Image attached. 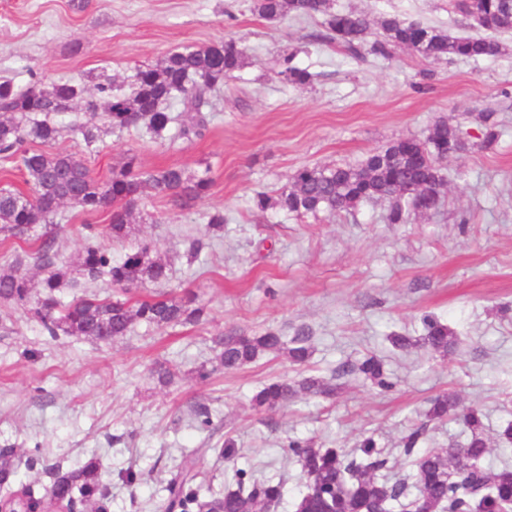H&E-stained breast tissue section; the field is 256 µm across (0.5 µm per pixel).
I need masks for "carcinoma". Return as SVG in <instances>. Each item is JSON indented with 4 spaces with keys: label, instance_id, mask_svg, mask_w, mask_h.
<instances>
[{
    "label": "carcinoma",
    "instance_id": "carcinoma-1",
    "mask_svg": "<svg viewBox=\"0 0 512 512\" xmlns=\"http://www.w3.org/2000/svg\"><path fill=\"white\" fill-rule=\"evenodd\" d=\"M453 6L474 22L479 34L452 36L420 21L391 16L380 22L381 34L371 41L370 20L362 13L335 10L332 0H252L251 10L266 20L322 15L329 38L356 55L366 44L374 55L388 57L394 49L406 48L430 61L477 60L503 52L498 36L512 33V0H453ZM244 54V48L233 39L170 51L156 65L136 68L130 76V91L106 80L93 86L90 97L84 86L67 81L46 86L35 79L25 90L15 89L9 81L0 82V155L25 174L28 185L26 192L0 189V234L36 245L31 252H15L10 271L0 273L1 300L23 307L51 336H84L104 343L125 335L136 319L156 328L202 321L205 309L193 306L196 298L191 293L184 298L143 300L133 307L121 299L80 297L63 303L56 297L60 289L75 283L57 267L54 251L55 218L62 205L72 203L89 213L112 208L110 223L85 225L86 245L78 258L77 272L87 280L103 279L128 293L148 282L167 280V264L152 256L146 243L115 258L99 239H125L130 232L127 217L145 199L165 197L185 205L206 195L212 179L208 168L193 174L177 166L149 170L130 156L109 180L101 182L77 156L51 151L62 131L55 116L85 103L89 120L74 122L72 130L88 147L98 142L101 126L95 122L97 118L113 132L143 123L153 140L164 141L176 122L170 106L177 103L185 116L175 138L191 143L207 131L205 108L210 94L218 84L234 78ZM295 57L294 51L283 56L277 75L301 88L311 82L312 74L297 66ZM30 141L41 143L44 149L28 148ZM467 148L458 130L441 121L429 133L423 155H412L399 138L368 153L356 165L304 166L280 188L276 204L298 217L320 212L339 217L354 212L364 202L386 200L388 223L405 224L411 216L433 214L441 206L437 198L422 211L410 195L414 190L439 195L441 170L424 168L423 160L435 162ZM31 263L45 272L39 284L42 292L37 295L32 294L34 284L27 273ZM423 326L420 336L393 333L389 340L397 349L419 346L433 354L448 355L457 343L448 325L426 317ZM310 341L304 329L289 339L272 331L226 336L220 342L218 368L233 372L266 353H282L301 364L311 355ZM353 373L383 392L395 387L382 362L370 356L340 367L329 380L308 377L296 384L266 383L253 395L252 403L257 409L268 410L301 392L330 396L339 388L335 381ZM457 409V398L442 394L433 399L426 418L450 420L457 417ZM463 420L470 436L456 448H428L416 454L414 448L425 426L413 429L404 438V454L412 458V470L393 483L378 475L387 469L388 459L371 437L362 439L356 455L343 448H316L308 441H289L288 448L299 459L306 477L305 490L294 503L295 512L320 508L327 512H497L512 500V467L492 471L479 466L488 453L482 423L473 410L464 414ZM236 477L237 490L208 497L192 488L195 477L175 479L169 485V508L177 512H267L283 496L280 482L255 480L243 469L236 471ZM100 482V464L90 460L57 473L55 498L42 501L31 488L28 493L35 502H43L45 509L75 505L100 512L103 505L96 501Z\"/></svg>",
    "mask_w": 512,
    "mask_h": 512
}]
</instances>
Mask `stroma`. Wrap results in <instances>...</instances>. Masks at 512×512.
I'll use <instances>...</instances> for the list:
<instances>
[{
	"mask_svg": "<svg viewBox=\"0 0 512 512\" xmlns=\"http://www.w3.org/2000/svg\"><path fill=\"white\" fill-rule=\"evenodd\" d=\"M333 5L375 21L415 19L454 36L473 31L450 0ZM225 37L246 58L214 92L202 140L159 144L141 125L102 132L90 150L71 131L72 115L58 118L54 150L78 156L102 182L130 154L148 169L210 167L206 196L184 207L149 199L155 223L133 215L128 239L109 245L117 255L151 242L170 268L166 282L129 293V304L192 293L206 319L164 329L137 320L103 344L50 338L26 312L0 302V448L16 453L17 484L42 493L57 472L95 460L106 512H167L176 475L192 471L224 493L242 469L282 482L272 512H294L305 479L289 440L350 450L373 437L394 479L410 469L403 439L416 426L426 427L422 450L464 441L462 421L426 420L431 398L442 393L480 410L491 447L486 466H512V443L499 436L512 423V34L501 35L498 56L432 62L401 48L387 58L354 55L327 39L323 16L270 22L252 12L251 0H0V80L24 88L37 75L89 86L97 74L120 79L176 47ZM291 51L313 76L306 87L277 75ZM441 120L469 149L442 166L440 213L391 224L384 201L340 218L253 206L255 192L276 196L302 166L355 164L395 139L426 138ZM489 125L497 140L484 150ZM215 209L226 217L223 233L188 260L189 240L205 236ZM109 219L106 210L64 205L59 262H75L85 225ZM427 316L456 332L454 352L391 347L388 335H420ZM302 328L312 336L305 364L266 354L233 372L216 368L222 336L274 330L290 337ZM370 355L391 373L392 391L351 374L330 397L301 394L273 411L251 405L267 381L327 378ZM162 364L177 369L171 384L157 380ZM201 368L209 379L198 378ZM201 405L212 418L206 430L194 417Z\"/></svg>",
	"mask_w": 512,
	"mask_h": 512,
	"instance_id": "obj_1",
	"label": "stroma"
}]
</instances>
